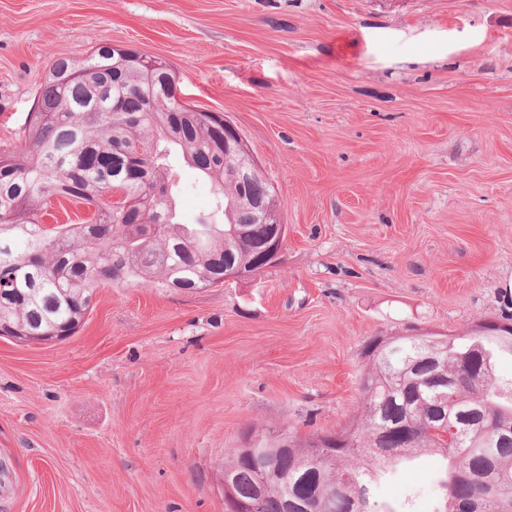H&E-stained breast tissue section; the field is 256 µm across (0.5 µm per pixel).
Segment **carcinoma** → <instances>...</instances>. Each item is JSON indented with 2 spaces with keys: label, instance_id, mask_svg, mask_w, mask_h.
I'll return each mask as SVG.
<instances>
[{
  "label": "carcinoma",
  "instance_id": "cac0c4a2",
  "mask_svg": "<svg viewBox=\"0 0 512 512\" xmlns=\"http://www.w3.org/2000/svg\"><path fill=\"white\" fill-rule=\"evenodd\" d=\"M133 55L103 45L56 59L24 145L0 149V326L14 333L71 337L106 283L210 288L225 265L251 263L261 249L257 239L234 238L233 227L256 223L247 203L272 194L273 184L262 171L250 172L245 158L225 161L224 133L210 113L168 94L176 79L168 62L156 59L149 72ZM174 155L211 180L212 208L197 224L178 222ZM134 164L148 181L127 179ZM113 189L132 200L129 211L112 206ZM53 197L94 207V218L45 226L43 209ZM364 351L360 415L346 428L353 444L336 447L321 485L353 474L371 487L434 453L442 458L443 512H473L478 481L487 476L499 492L482 500L480 512H512V438L497 442L468 427L444 448L427 433L444 416L470 409L480 411L485 427L512 428V378L495 374L496 358L512 354V324L495 321L457 336H378ZM443 376L453 378L449 392L427 388ZM379 429L385 455L375 451ZM314 447V436L294 441L277 458L279 468L296 476ZM224 466L235 471L236 495L249 499L254 470L233 451ZM312 509L349 512L348 498L325 495ZM405 509L372 496L363 505V512Z\"/></svg>",
  "mask_w": 512,
  "mask_h": 512
}]
</instances>
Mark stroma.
<instances>
[{
	"label": "stroma",
	"mask_w": 512,
	"mask_h": 512,
	"mask_svg": "<svg viewBox=\"0 0 512 512\" xmlns=\"http://www.w3.org/2000/svg\"><path fill=\"white\" fill-rule=\"evenodd\" d=\"M168 61L276 187L250 279L98 289L78 333L0 337V512H224V454L336 433L376 336L512 316V0H0V145L61 57ZM182 223L208 178L175 160ZM422 458L374 489L436 512Z\"/></svg>",
	"instance_id": "obj_1"
}]
</instances>
